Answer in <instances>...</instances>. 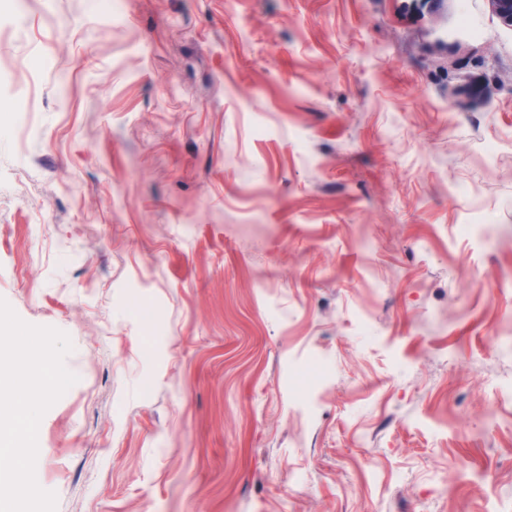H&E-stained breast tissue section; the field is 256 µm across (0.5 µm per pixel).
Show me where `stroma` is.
<instances>
[{
    "label": "stroma",
    "instance_id": "35a3bbf8",
    "mask_svg": "<svg viewBox=\"0 0 512 512\" xmlns=\"http://www.w3.org/2000/svg\"><path fill=\"white\" fill-rule=\"evenodd\" d=\"M434 16L0 0V298L78 377L57 512H512V30Z\"/></svg>",
    "mask_w": 512,
    "mask_h": 512
}]
</instances>
